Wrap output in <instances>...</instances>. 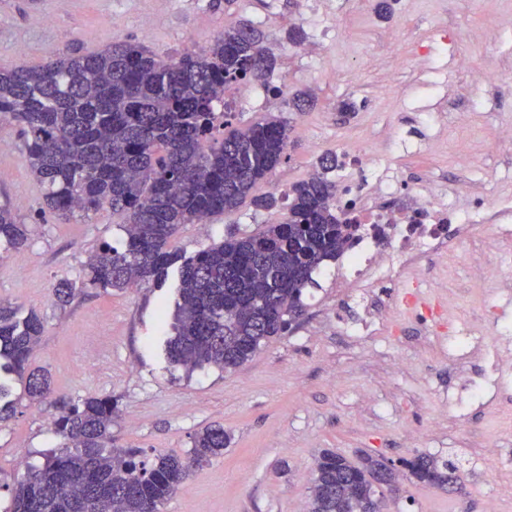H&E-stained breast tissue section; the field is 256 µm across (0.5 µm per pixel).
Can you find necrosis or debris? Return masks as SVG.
<instances>
[{"instance_id":"obj_1","label":"necrosis or debris","mask_w":512,"mask_h":512,"mask_svg":"<svg viewBox=\"0 0 512 512\" xmlns=\"http://www.w3.org/2000/svg\"><path fill=\"white\" fill-rule=\"evenodd\" d=\"M373 165L372 151L357 143L345 151L336 170V203L358 224L357 239L336 275L338 289L365 294L381 281H402L406 272L420 271L454 252L464 224H486L497 236L512 235L511 196L476 195L460 211L437 202L431 192L419 191L409 194L406 206L389 210L376 205L374 195L403 194V185L395 180L369 182Z\"/></svg>"}]
</instances>
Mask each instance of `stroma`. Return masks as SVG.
<instances>
[{"label": "stroma", "mask_w": 512, "mask_h": 512, "mask_svg": "<svg viewBox=\"0 0 512 512\" xmlns=\"http://www.w3.org/2000/svg\"><path fill=\"white\" fill-rule=\"evenodd\" d=\"M376 0H0V66L15 63L17 48L39 65L60 53L101 51L119 41L146 45L162 58L192 44L208 45L224 29L253 21L269 36L279 64L268 85L280 96L288 121V161L261 182L256 196L281 195L307 180L323 156L351 143L370 144L375 179L408 185L429 180L435 193L466 207L473 193L512 195V147L487 153L482 145L512 127V86L473 89L457 66L512 72V0H399L389 17ZM152 27H144V18ZM496 28V44L484 32ZM304 33L296 47L290 29ZM335 80H328V73ZM310 91L316 106H291ZM495 95L491 108L475 102ZM353 104L350 112L341 103ZM0 200H9L30 240L0 259V299L20 314L36 310L45 333L29 360L50 371L70 398L112 397L113 433L147 455L186 454L204 427L220 424L230 436L223 456L197 467L162 512H305L315 460L325 449L349 459L367 452L396 461L424 452L458 461L462 489L455 493L400 481L388 512H512L508 475L482 480L484 449L512 462V431L500 412L512 411V381L489 382L481 360L465 363L448 350V325L460 318L475 329L479 346L512 350V288L473 280L470 254L512 271V238L470 224L449 257L447 288H384L373 299L338 291L335 266L316 276L305 314L291 331L270 340L233 371L207 367L193 373L169 364L165 342L176 301L177 270L160 288L105 294L84 289L59 307L55 284L82 277L89 252L115 241L120 216L103 208L85 223H67L44 210L41 186L23 157L10 124L0 137ZM266 212L245 203L230 215L183 225L172 242L193 256L228 232H259ZM15 408L0 424V504L24 474L58 444L47 420L53 408L34 409L17 375L0 372Z\"/></svg>", "instance_id": "1"}]
</instances>
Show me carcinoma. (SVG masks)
Wrapping results in <instances>:
<instances>
[{
  "mask_svg": "<svg viewBox=\"0 0 512 512\" xmlns=\"http://www.w3.org/2000/svg\"><path fill=\"white\" fill-rule=\"evenodd\" d=\"M276 56L267 35L243 20L208 46L161 59L139 42L115 43L83 55L62 54L40 66L0 69V119L20 132L23 154L45 188L47 208L64 221L88 219L103 205L123 217L120 241L102 243L84 265L81 287L112 290L162 285L181 263L167 359L190 373L227 371L249 361L271 338L287 334L304 313L314 275L341 257L357 230L336 207V158L280 198H255L279 220L256 234L230 233L180 261L171 240L182 224L239 210L255 187L288 159V123L265 112L232 127L233 103L215 113L232 85L267 83ZM28 242L7 200L0 203V246ZM78 288L55 285L70 304ZM45 332L32 310L19 316L0 301V358L24 380L29 403L58 412V446L27 467L10 489L4 512H162L194 466L224 454L229 436L211 425L195 434L183 456L146 459L117 446L110 397L71 402L57 394L49 372L28 359ZM434 489L460 482L459 466L427 453L385 466L370 455L352 462L324 451L316 459L306 512H383L384 489L399 478Z\"/></svg>",
  "mask_w": 512,
  "mask_h": 512,
  "instance_id": "obj_1",
  "label": "carcinoma"
}]
</instances>
